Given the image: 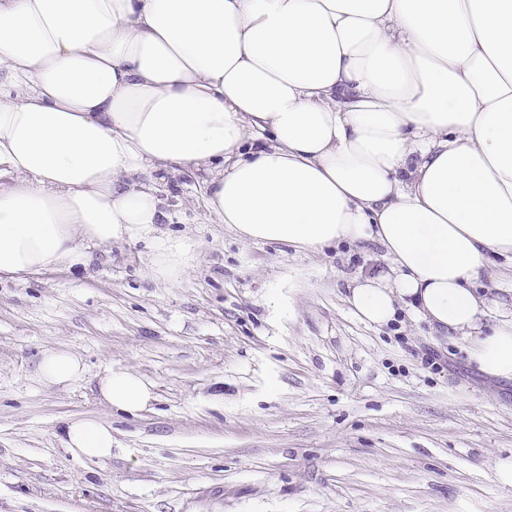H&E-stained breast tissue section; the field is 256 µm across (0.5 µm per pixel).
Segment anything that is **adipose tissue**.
<instances>
[{
    "instance_id": "1",
    "label": "adipose tissue",
    "mask_w": 512,
    "mask_h": 512,
    "mask_svg": "<svg viewBox=\"0 0 512 512\" xmlns=\"http://www.w3.org/2000/svg\"><path fill=\"white\" fill-rule=\"evenodd\" d=\"M195 170L243 240L378 244L357 318L409 311L512 380V287L476 293L512 261V0H0V280L151 236L159 183ZM189 261L161 238L149 273L177 285ZM85 370L66 347L37 363L47 386ZM97 398L133 415L155 394L112 369ZM59 441L112 457L96 417Z\"/></svg>"
}]
</instances>
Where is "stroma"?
I'll use <instances>...</instances> for the list:
<instances>
[{"instance_id": "stroma-1", "label": "stroma", "mask_w": 512, "mask_h": 512, "mask_svg": "<svg viewBox=\"0 0 512 512\" xmlns=\"http://www.w3.org/2000/svg\"><path fill=\"white\" fill-rule=\"evenodd\" d=\"M204 176L160 184L186 237L184 282L149 279L153 242L95 250L87 272L0 282V512H512V381L408 312L376 327L346 301L384 266L373 243L298 250L244 241L207 213ZM72 349L69 387L36 376ZM446 360L436 373L424 349ZM111 368L152 383L135 416L96 397ZM112 425V457L77 461L69 418ZM85 370L81 357L66 347H48L37 363V377L47 386L68 387L81 379Z\"/></svg>"}]
</instances>
